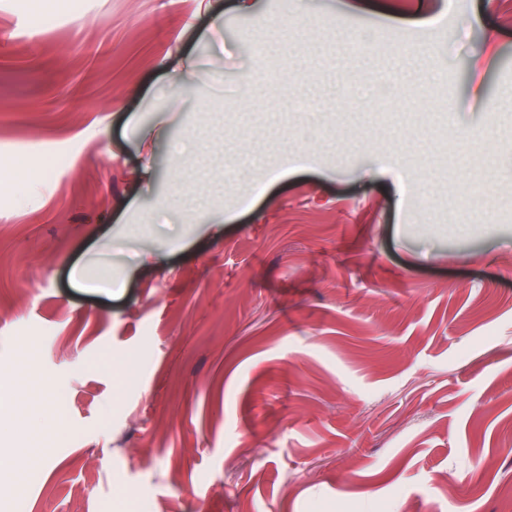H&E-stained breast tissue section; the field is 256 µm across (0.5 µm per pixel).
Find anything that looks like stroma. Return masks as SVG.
Returning <instances> with one entry per match:
<instances>
[{
	"label": "stroma",
	"instance_id": "1",
	"mask_svg": "<svg viewBox=\"0 0 512 512\" xmlns=\"http://www.w3.org/2000/svg\"><path fill=\"white\" fill-rule=\"evenodd\" d=\"M347 2L0 0V512H512V0ZM34 353L35 347L29 343L18 348L17 364L23 370L27 381L25 394L17 400V403L24 407L23 414L32 419L31 424L26 429V442L29 448H49L50 440L33 426V419L36 417H50L58 410L51 403L49 396L52 383L35 364ZM42 455L31 453L23 458L12 461L11 468L14 476V489L16 492L23 490L26 482V474L30 469L41 466Z\"/></svg>",
	"mask_w": 512,
	"mask_h": 512
}]
</instances>
